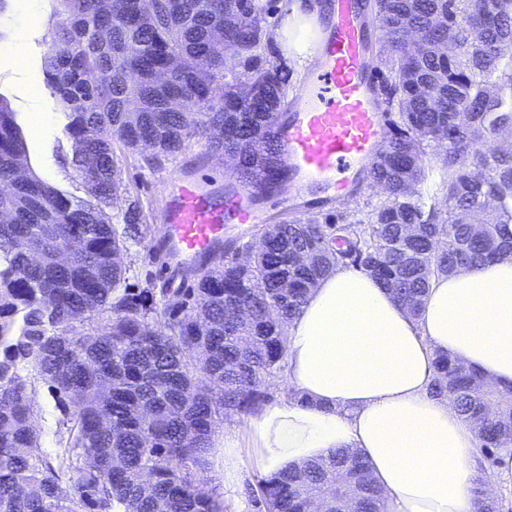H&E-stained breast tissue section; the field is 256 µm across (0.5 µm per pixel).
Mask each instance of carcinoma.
<instances>
[{
  "label": "carcinoma",
  "instance_id": "1",
  "mask_svg": "<svg viewBox=\"0 0 512 512\" xmlns=\"http://www.w3.org/2000/svg\"><path fill=\"white\" fill-rule=\"evenodd\" d=\"M59 17L45 63L47 85L68 122L69 165L89 199L73 200L31 170L0 193V512H224L196 471L218 422L255 414L285 368L286 331L317 282L339 265L375 277L417 313L432 279L512 254V152L486 149L512 134V0H375L387 76L384 114H398L368 174L384 199L361 217L344 213L263 229L264 247L218 250L189 288L127 287L115 261L143 234L139 197L121 195L114 145L142 142L158 169L194 136L238 160L226 191L267 196L281 165L273 128L288 105L291 74L263 57L261 0H52ZM411 26L451 56H413ZM215 27L237 48L224 67ZM169 74L159 84L158 72ZM250 83L258 99L237 88ZM424 84L439 97L427 100ZM194 104L171 112L168 100ZM447 144L440 180L424 195L428 150ZM25 154L15 113L0 96V176ZM115 209L111 214L108 209ZM81 242L70 263L56 254ZM211 320L202 329L199 319ZM429 393L452 399L478 440L476 512H509L512 490L484 498L512 448V391L439 353ZM47 386L65 434L55 458L40 448L32 417ZM89 456L98 466L85 467ZM385 512L362 456L343 449L257 480L264 512Z\"/></svg>",
  "mask_w": 512,
  "mask_h": 512
}]
</instances>
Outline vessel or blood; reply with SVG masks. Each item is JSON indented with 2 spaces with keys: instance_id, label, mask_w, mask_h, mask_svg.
<instances>
[{
  "instance_id": "b4317fda",
  "label": "vessel or blood",
  "mask_w": 512,
  "mask_h": 512,
  "mask_svg": "<svg viewBox=\"0 0 512 512\" xmlns=\"http://www.w3.org/2000/svg\"><path fill=\"white\" fill-rule=\"evenodd\" d=\"M366 40L362 0H335L331 24L313 42L312 77L276 125L283 164L271 179L290 184L289 193L274 197L282 209H295L313 187L344 196L384 145L388 123L373 101L376 64ZM251 211L246 193L183 175L166 190L163 234L149 252L168 267L204 268L223 247L228 225L250 224Z\"/></svg>"
}]
</instances>
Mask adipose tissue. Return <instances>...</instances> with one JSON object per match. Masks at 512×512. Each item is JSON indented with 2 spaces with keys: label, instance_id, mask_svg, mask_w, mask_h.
Instances as JSON below:
<instances>
[{
  "label": "adipose tissue",
  "instance_id": "obj_1",
  "mask_svg": "<svg viewBox=\"0 0 512 512\" xmlns=\"http://www.w3.org/2000/svg\"><path fill=\"white\" fill-rule=\"evenodd\" d=\"M438 352L512 390V256L432 279L416 317L371 276L337 267L288 330L285 383L297 398L225 431V482L240 479L245 451L272 475L354 448L387 512H475V434L428 393Z\"/></svg>",
  "mask_w": 512,
  "mask_h": 512
}]
</instances>
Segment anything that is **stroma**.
I'll use <instances>...</instances> for the list:
<instances>
[{
	"mask_svg": "<svg viewBox=\"0 0 512 512\" xmlns=\"http://www.w3.org/2000/svg\"><path fill=\"white\" fill-rule=\"evenodd\" d=\"M26 24L27 20L18 9L15 0H9L4 13L0 14V30L5 33L4 39L0 40V97L7 100L12 112L16 114L18 124L26 132V161L36 175L46 183L81 198L85 195L84 187L65 162L68 143L64 126L67 119L59 109L51 89L46 86L44 57L51 48L55 33V19L50 0H40L38 31L27 44L23 70L17 71L5 65L3 59L10 55L18 29L25 27ZM37 109L52 113L55 117L54 128L40 138L29 133V115ZM116 164L121 172L123 189L139 196L143 202L151 234L158 233L161 227V195L168 177L178 170L185 169L200 176L218 179L232 169L231 160L222 154L210 152L206 139L199 136L186 142L182 151L166 162L162 169H148L141 164L137 155L122 150L116 153ZM381 197L380 189L367 183L363 185L361 191L345 200L327 198L321 204L295 214L274 210L264 201L258 205L257 223L244 229L234 224L229 226V242L236 248L246 244L253 245L259 241L265 225L297 218H321L339 211L352 212L365 204L379 202ZM148 244V237L141 238L139 243L131 244L129 250L122 254L123 265L130 269L131 287L142 288L149 282L160 287L165 283L157 264L149 257ZM199 477L208 488L223 497L224 512H259L252 494L260 477L258 470L244 468L241 480L228 486L224 483L219 461L212 459L200 470Z\"/></svg>",
	"mask_w": 512,
	"mask_h": 512,
	"instance_id": "stroma-1",
	"label": "stroma"
}]
</instances>
